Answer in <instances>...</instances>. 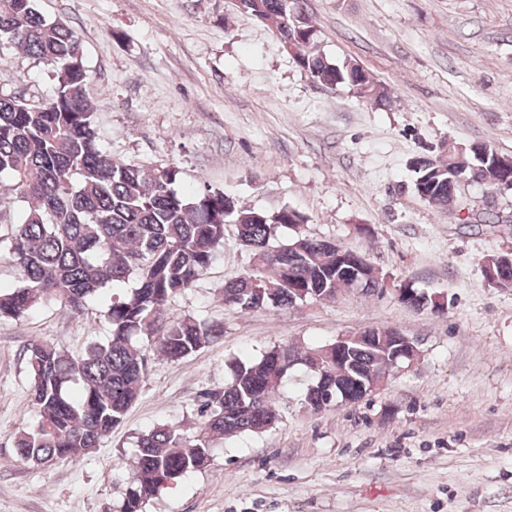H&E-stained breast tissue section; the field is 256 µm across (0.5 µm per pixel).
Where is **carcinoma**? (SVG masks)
<instances>
[{
  "label": "carcinoma",
  "instance_id": "obj_1",
  "mask_svg": "<svg viewBox=\"0 0 512 512\" xmlns=\"http://www.w3.org/2000/svg\"><path fill=\"white\" fill-rule=\"evenodd\" d=\"M254 18L271 23L283 47L316 81L345 87L377 106L389 102L384 88L350 62H334L318 50V29L298 11L297 0H241ZM15 47L54 69L57 84L45 100L0 95V180L20 203L10 235L0 237V257L18 270L17 284L0 288V319H19L44 301L80 314L108 285L133 277L137 287L114 294L105 319L110 334L73 354L48 341H34L24 357L37 419L14 437L17 454L37 465L90 454L124 420L141 396L148 353L178 362L224 336L217 322L170 318L166 303L191 288L224 249L233 224L251 252L253 267L224 284V305L250 312L286 309L308 300L333 302L353 287L336 273V247L295 233L272 248L277 229L307 222L285 207L274 217L235 207L220 190L193 195L175 190L179 170L112 157L99 144L96 112L87 98L90 81L81 38L59 19L44 16L36 0H0V47ZM472 146L412 162L414 190L424 202L457 213L458 179L488 188L503 178ZM483 273L496 288H512V265L487 256ZM350 342L345 364L326 346H273L257 356L229 362L230 379L197 400L199 427L187 437L180 425L163 423L139 434L136 471L117 512H142L143 504L173 488L182 475L207 467L217 444L243 433H263L279 421L275 390L296 367L312 376L303 403L318 413L342 400L359 402L362 382L384 380L394 368L387 346Z\"/></svg>",
  "mask_w": 512,
  "mask_h": 512
}]
</instances>
